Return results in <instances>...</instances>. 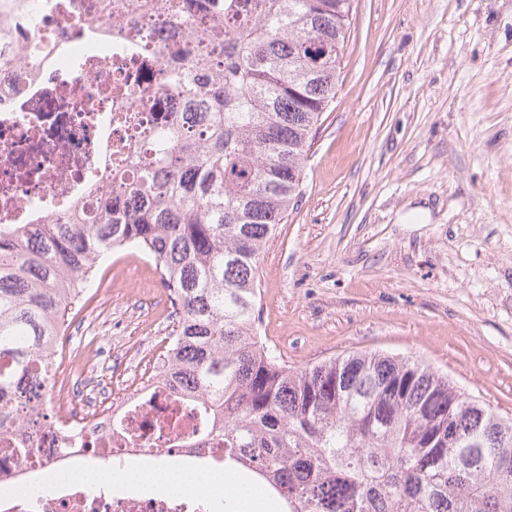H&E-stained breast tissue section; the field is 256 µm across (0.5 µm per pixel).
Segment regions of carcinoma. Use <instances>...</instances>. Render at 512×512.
Instances as JSON below:
<instances>
[{
  "label": "carcinoma",
  "instance_id": "1",
  "mask_svg": "<svg viewBox=\"0 0 512 512\" xmlns=\"http://www.w3.org/2000/svg\"><path fill=\"white\" fill-rule=\"evenodd\" d=\"M352 4L185 0L198 29L157 84L183 110L135 133L72 223L0 225V434L53 422L55 339L132 248L178 308L164 380L224 436V468L267 482L283 512H512L511 419L416 360L292 370L257 333L261 254L335 97Z\"/></svg>",
  "mask_w": 512,
  "mask_h": 512
}]
</instances>
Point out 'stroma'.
<instances>
[{"label": "stroma", "instance_id": "35a3bbf8", "mask_svg": "<svg viewBox=\"0 0 512 512\" xmlns=\"http://www.w3.org/2000/svg\"><path fill=\"white\" fill-rule=\"evenodd\" d=\"M301 184L261 256L262 341L293 369L417 359L512 418V0H354ZM117 286L72 310L87 336L171 334Z\"/></svg>", "mask_w": 512, "mask_h": 512}]
</instances>
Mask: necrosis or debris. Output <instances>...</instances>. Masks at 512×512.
<instances>
[{"label": "necrosis or debris", "mask_w": 512, "mask_h": 512, "mask_svg": "<svg viewBox=\"0 0 512 512\" xmlns=\"http://www.w3.org/2000/svg\"><path fill=\"white\" fill-rule=\"evenodd\" d=\"M31 14L0 21V224H65L106 183L127 143V119L142 103L153 116L178 110L173 95L145 90L144 53L185 41L192 24L174 19L169 0H35ZM170 337L158 336L143 367L122 379L119 395L84 399L101 360L125 340L71 353L73 378L55 379V421L37 432L27 463L0 438V512H216L204 485L189 493L89 488L79 453L61 440L78 425L93 456L144 469L157 458L174 467L208 469L224 457L192 404L159 386Z\"/></svg>", "instance_id": "obj_1"}]
</instances>
